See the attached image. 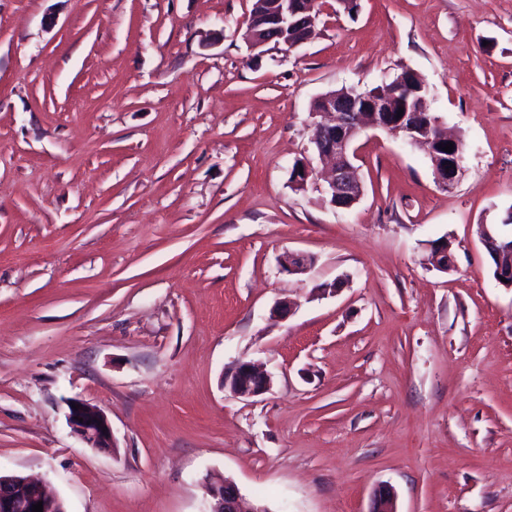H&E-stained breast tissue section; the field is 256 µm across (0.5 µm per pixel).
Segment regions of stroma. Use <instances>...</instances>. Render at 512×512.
Instances as JSON below:
<instances>
[{
	"label": "stroma",
	"mask_w": 512,
	"mask_h": 512,
	"mask_svg": "<svg viewBox=\"0 0 512 512\" xmlns=\"http://www.w3.org/2000/svg\"><path fill=\"white\" fill-rule=\"evenodd\" d=\"M252 3L0 0V472L67 512H203L209 474L271 512H512V288L476 233L512 237V0H315L288 52L247 47ZM405 69L454 187L376 130L351 209L297 189L313 100ZM244 362L268 392L224 386ZM72 404H79L75 410ZM67 421L72 431L91 448L111 453L113 447L112 427L105 413L98 407L83 400L73 398L67 400ZM78 416V419H74ZM83 418V422H79Z\"/></svg>",
	"instance_id": "obj_1"
}]
</instances>
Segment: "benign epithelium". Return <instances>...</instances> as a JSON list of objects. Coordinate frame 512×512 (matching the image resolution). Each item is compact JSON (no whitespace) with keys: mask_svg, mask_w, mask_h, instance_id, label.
Segmentation results:
<instances>
[{"mask_svg":"<svg viewBox=\"0 0 512 512\" xmlns=\"http://www.w3.org/2000/svg\"><path fill=\"white\" fill-rule=\"evenodd\" d=\"M316 15L311 0H275L266 14L264 22L257 24L255 18L247 21L244 40L252 50L269 43L290 50L305 44L311 37ZM419 78L414 71L384 82L370 91L352 88L333 90L318 96L312 114L325 115L329 120L316 125L312 143L317 154L332 160L331 175L323 187L324 200L334 208H350L363 194V186L354 165L357 153L355 139L365 128L381 129L403 136L411 144L427 149L433 159L436 183L442 188L452 187L461 173L463 156L441 150V146L459 140L451 136L432 138L431 131L442 129L441 120L428 115V111L404 109L402 117L395 114V101L409 98L414 92L413 82ZM449 254L448 240L431 242L427 247L425 261L432 268L446 273L448 266L439 263L443 255ZM498 277L507 280L505 286L512 288V246L496 253ZM312 257L296 253L288 258L284 269L290 274H303L310 270ZM232 393L241 397L264 394L271 386V377L248 364L235 368L230 377L224 379ZM78 404L75 410L72 405ZM67 421L72 431L90 447L103 452H112V427L105 413L83 400H67ZM205 512H270L262 504L246 509L238 487L230 480L208 478L204 481ZM42 502L43 512H67L60 498L51 495L44 485L19 474H0V512H32V505ZM371 512H397L395 493L384 485L374 494Z\"/></svg>","mask_w":512,"mask_h":512,"instance_id":"benign-epithelium-1","label":"benign epithelium"}]
</instances>
